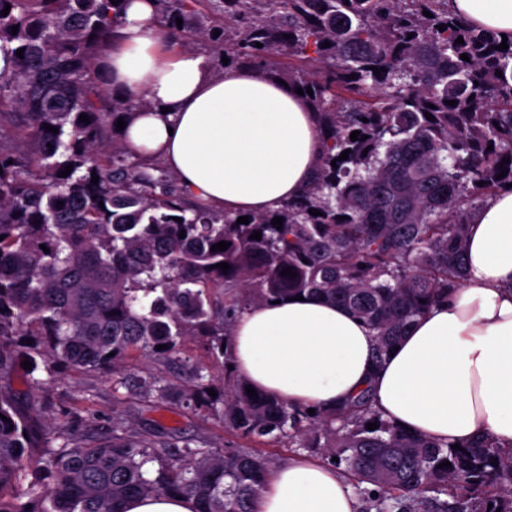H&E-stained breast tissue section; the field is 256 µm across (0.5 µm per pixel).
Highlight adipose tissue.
Here are the masks:
<instances>
[{"label": "adipose tissue", "instance_id": "1", "mask_svg": "<svg viewBox=\"0 0 512 512\" xmlns=\"http://www.w3.org/2000/svg\"><path fill=\"white\" fill-rule=\"evenodd\" d=\"M474 25L512 41V0H449ZM152 0H125L117 38L96 61L106 91L146 95L127 122L134 153L159 156L191 196L229 215L267 213L297 195L322 154L319 116L295 86L252 66L213 76L205 56H163ZM462 288L419 317L381 366L375 337L318 297L244 313L231 344L238 372L294 406L328 410L370 390L382 418L433 441L489 436L512 446V190L470 218ZM330 466L274 469L257 512H358Z\"/></svg>", "mask_w": 512, "mask_h": 512}]
</instances>
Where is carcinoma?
<instances>
[{
    "mask_svg": "<svg viewBox=\"0 0 512 512\" xmlns=\"http://www.w3.org/2000/svg\"><path fill=\"white\" fill-rule=\"evenodd\" d=\"M155 2L169 45L312 88L322 164L272 213L239 224L215 212L117 130L150 101L112 98L96 77L95 51L121 23L111 0H0V512H124L133 496L166 494L196 512H254L271 469L247 444L268 437L320 449L356 478L366 512H512V452L492 440L461 451L427 440L382 419L367 390L313 414L251 396L228 353L245 311L312 295L375 332L379 363L463 286L469 217L512 185V43L496 49L448 0H218L208 13L201 0ZM187 16L194 26H177ZM190 336L208 338L221 386L197 365L185 385L126 372L133 353L166 360ZM57 368L112 370L116 401L122 388L149 409L193 401L245 444L162 441L116 416L102 434L50 433L44 389Z\"/></svg>",
    "mask_w": 512,
    "mask_h": 512,
    "instance_id": "obj_1",
    "label": "carcinoma"
}]
</instances>
